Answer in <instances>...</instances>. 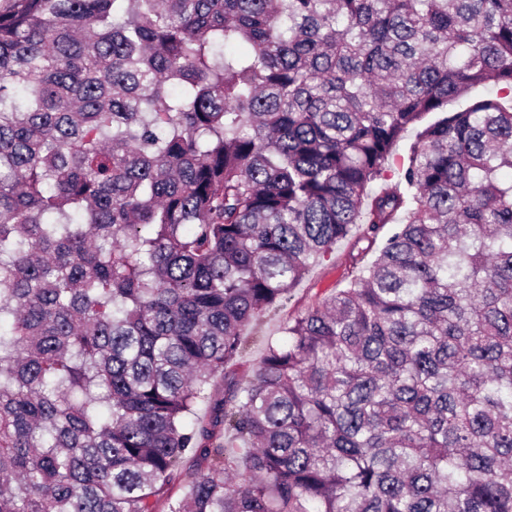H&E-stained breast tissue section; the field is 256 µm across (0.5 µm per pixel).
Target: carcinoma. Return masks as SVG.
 <instances>
[{"label":"carcinoma","mask_w":512,"mask_h":512,"mask_svg":"<svg viewBox=\"0 0 512 512\" xmlns=\"http://www.w3.org/2000/svg\"><path fill=\"white\" fill-rule=\"evenodd\" d=\"M505 170L512 0H11L0 512H512ZM342 268L332 265L329 261L313 265L306 275L291 292L287 301L271 310L262 320L248 332L243 353L237 360L238 374L247 381L250 369L265 354L269 340L282 336L281 327L288 315H295L313 304L323 293L334 288Z\"/></svg>","instance_id":"1"}]
</instances>
